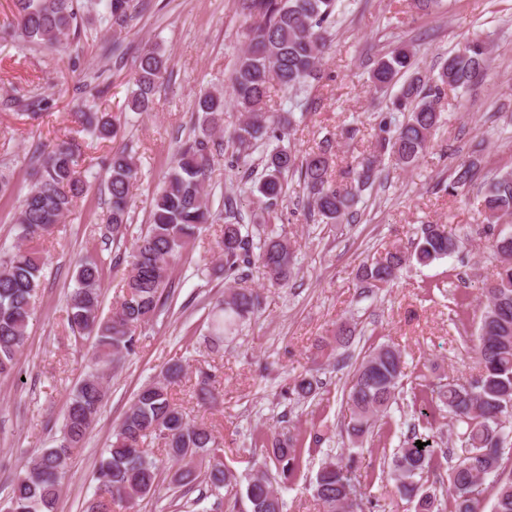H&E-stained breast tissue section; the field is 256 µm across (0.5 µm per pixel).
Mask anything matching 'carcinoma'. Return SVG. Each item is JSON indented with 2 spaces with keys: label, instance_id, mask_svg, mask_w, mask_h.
<instances>
[{
  "label": "carcinoma",
  "instance_id": "obj_1",
  "mask_svg": "<svg viewBox=\"0 0 512 512\" xmlns=\"http://www.w3.org/2000/svg\"><path fill=\"white\" fill-rule=\"evenodd\" d=\"M112 26L121 31L132 18V0H104ZM16 23L0 32L9 44L20 38L47 50L69 44L78 28L79 0H12ZM248 26V46L239 56L232 76L236 106L244 121L229 134L232 162L249 164L259 142L288 135L291 119L267 109L270 84L295 90L316 77L326 34L336 19V0H241ZM488 62L487 43L472 40L448 55L439 73L425 79L417 70L412 51L397 47L376 61L369 79L375 89L403 80L393 108L404 113L402 121L382 119L379 141L395 165L409 168L429 148L441 123L437 103L445 90L466 89L483 74ZM167 71L166 60L156 46H146L134 59V82L127 108L148 112L158 83ZM196 123L192 140L179 146L171 159L163 186L153 195L150 221L131 246L130 269L123 277L112 310L103 313L101 290L106 281V260L96 256L75 269L64 330L95 337V364L118 368L136 347V330L149 323L166 306L173 288L174 259L193 244L203 225L213 219L207 178L210 137L224 122V98L206 92L194 102ZM75 120L100 140L116 135L120 118L106 112H75ZM261 172L251 190L258 209L277 215L287 196V178L296 175L306 190L307 210L320 224H348L356 215L357 198L381 179L383 169L376 155H361L344 187L334 183L332 146L324 142L301 156L277 146L260 160ZM476 160L457 165L448 192L470 186ZM110 194L108 230L112 241L122 239L131 222V187L138 178L134 157L126 150L112 153L109 162ZM89 191L72 146L63 141L39 161L34 185L24 198L18 217L25 246L0 254V376L14 373L16 357L25 346L27 327L44 279V262L33 243L51 236L57 224ZM482 233L497 257L493 279L483 289L475 329L474 354L479 374L470 380H451L438 392V402L422 401L417 416L429 426L436 415L448 417L458 448L439 454L426 437L398 449L382 464L385 477L394 482L400 499L414 512H440L439 493L446 494L454 512H484L486 480L494 488L490 512H512V469L508 468L507 438L512 432V234L494 233L495 223L512 215V169L501 171L482 186ZM224 224L217 246L224 256L225 278L241 279L244 269L258 262L271 284L286 287L294 273L288 239L265 220L258 225L263 238L254 246L252 235L243 232L232 200L224 202ZM462 248L459 238L439 224H427L407 254L394 247L363 264L361 281L384 288L411 261L427 265L445 259ZM261 295L245 288H230L211 311V341L218 345L239 331L242 323L261 309ZM355 327L340 323L333 333L331 350L354 338ZM186 369L182 358L171 359L153 382L143 385L124 413L102 456L98 483L85 512H112V503L124 502L133 509L139 501L160 493L163 459L148 452L161 442L166 459L183 463L174 472L167 490L182 499L199 491L192 504L212 499L208 512H282L281 490L301 468L303 451L298 440L282 430L267 437L266 455L241 483L223 462L224 448L211 430L192 423L173 401L171 386L180 382ZM406 376L402 351L393 345L368 349L356 364L344 393L348 412L346 434L355 445L380 421L389 417ZM216 375L201 373L197 382L203 403L214 399ZM319 389L312 375H300L290 387L298 403ZM105 397L101 378L89 374L70 397L61 435L56 444L43 448L29 461L25 472L13 477L4 512H55L67 473L68 461L94 424ZM425 443L418 448L416 441ZM449 460L448 485L436 486L430 477ZM314 498L322 512H363L361 482L353 460L344 453L325 455L316 474ZM247 508H241V505Z\"/></svg>",
  "mask_w": 512,
  "mask_h": 512
}]
</instances>
